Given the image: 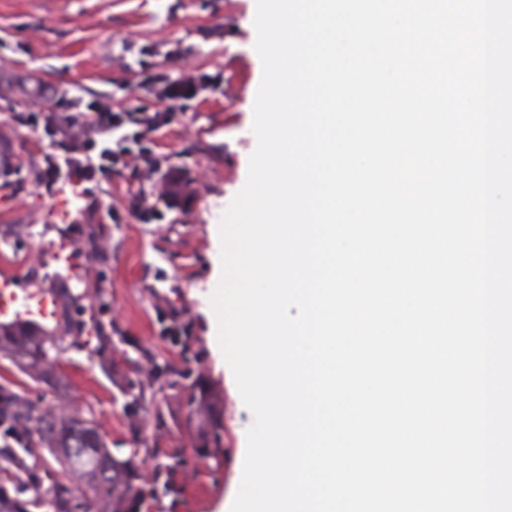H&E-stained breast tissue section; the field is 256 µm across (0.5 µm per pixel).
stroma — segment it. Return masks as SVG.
<instances>
[{
    "label": "stroma",
    "mask_w": 512,
    "mask_h": 512,
    "mask_svg": "<svg viewBox=\"0 0 512 512\" xmlns=\"http://www.w3.org/2000/svg\"><path fill=\"white\" fill-rule=\"evenodd\" d=\"M255 12L256 0H0V232L18 224L36 231L0 254L17 264L38 250L43 264L25 286L65 288L84 308L75 345L60 356L62 385L41 387L1 357L0 383L14 382L50 407L67 398L115 456L127 457L143 440L182 454L175 492L143 512H220L242 478L252 414L212 330L210 296L221 276L220 219L244 186L257 145ZM140 47L154 72L213 81L159 132V169L132 164L81 198L67 186L41 193L37 174L53 147L18 125L16 113L44 85L75 101L109 94L122 109H161L141 89ZM174 173L183 192L171 204L164 190ZM142 201L159 213L152 223L139 218ZM63 242L73 247L76 272L51 258ZM171 308L184 312L190 335L167 334ZM176 368L200 377L217 398V457L194 454L200 422L189 415L185 392L168 384Z\"/></svg>",
    "instance_id": "1"
}]
</instances>
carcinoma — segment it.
Returning a JSON list of instances; mask_svg holds the SVG:
<instances>
[{"instance_id": "carcinoma-1", "label": "carcinoma", "mask_w": 512, "mask_h": 512, "mask_svg": "<svg viewBox=\"0 0 512 512\" xmlns=\"http://www.w3.org/2000/svg\"><path fill=\"white\" fill-rule=\"evenodd\" d=\"M66 349V337L48 339L33 331L9 330L0 327V355L37 372L40 382L54 385L58 380V359ZM9 415L33 448L42 450L37 457L41 468H56L57 477L46 489L29 485L23 477H31V466L13 450L0 449V512H136L146 492L137 484L135 449L126 458L112 455L95 424L80 415L57 417L48 414L43 403L33 401L10 385H0V418ZM206 430L199 455H211L220 447L217 426L204 420ZM185 463L176 454L167 455L163 465L165 480L151 494L175 490L171 477ZM78 472L85 479V489L76 493L68 475Z\"/></svg>"}]
</instances>
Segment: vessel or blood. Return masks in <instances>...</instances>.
I'll list each match as a JSON object with an SVG mask.
<instances>
[{
	"label": "vessel or blood",
	"instance_id": "1",
	"mask_svg": "<svg viewBox=\"0 0 512 512\" xmlns=\"http://www.w3.org/2000/svg\"><path fill=\"white\" fill-rule=\"evenodd\" d=\"M19 279L14 264L0 261V326L54 332L59 319L56 293L48 288L19 287Z\"/></svg>",
	"mask_w": 512,
	"mask_h": 512
}]
</instances>
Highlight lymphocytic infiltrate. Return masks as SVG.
Here are the masks:
<instances>
[{
    "mask_svg": "<svg viewBox=\"0 0 512 512\" xmlns=\"http://www.w3.org/2000/svg\"><path fill=\"white\" fill-rule=\"evenodd\" d=\"M208 81L203 75L198 81L173 85L163 75L146 73L144 89L169 103L162 111L134 107L116 112L111 97L97 96L89 99L84 111L76 112L72 100L60 96L49 108L17 113L18 124L56 142L39 175L40 186L51 192L74 179L97 184L131 163L150 162L158 132L177 117L176 101Z\"/></svg>",
    "mask_w": 512,
    "mask_h": 512,
    "instance_id": "lymphocytic-infiltrate-1",
    "label": "lymphocytic infiltrate"
}]
</instances>
